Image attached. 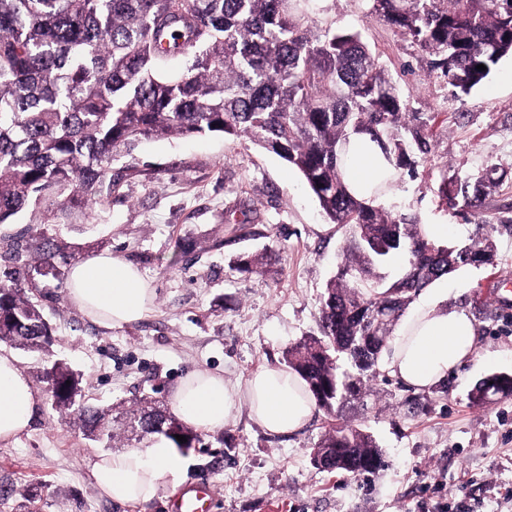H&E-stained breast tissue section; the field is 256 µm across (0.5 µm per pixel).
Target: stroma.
Wrapping results in <instances>:
<instances>
[{
    "mask_svg": "<svg viewBox=\"0 0 512 512\" xmlns=\"http://www.w3.org/2000/svg\"><path fill=\"white\" fill-rule=\"evenodd\" d=\"M319 27L358 33L396 81L408 111L426 119L431 151L415 174L399 171L382 202L420 224H451L449 245L482 239L490 263L447 278L448 304L477 327L476 354L443 387L424 392L411 414L399 380L381 383L367 406L344 407L342 422L371 432L387 467L360 480L321 471L314 448L328 427L315 410L291 435L261 429L247 411L223 429L202 432L201 448L184 453V478L145 504L113 501L95 486L91 465L103 445L85 438L56 411L43 375L65 360L81 377L85 402L109 409L155 392L170 403L193 372L245 384L260 365H280L290 344L316 334L326 285L337 270L347 228L328 224L302 176L246 138L214 132L161 136L112 163V185L84 218L34 224L29 215L0 226V268L12 243L50 241L53 267H19L53 329L47 351L14 355L42 396L26 433L0 442V512H19L20 493L35 487L40 512H172L179 490L209 483V512H512V394L472 399L495 374L512 375V57L502 58L470 93L449 86L411 40L371 17L367 0H320ZM504 178L482 214L463 217L442 205V177L465 178L488 167ZM247 211L249 221L230 224ZM110 251L138 267L156 290L139 321L106 328L67 298L70 267ZM271 252L270 271L236 269L238 257Z\"/></svg>",
    "mask_w": 512,
    "mask_h": 512,
    "instance_id": "stroma-1",
    "label": "stroma"
}]
</instances>
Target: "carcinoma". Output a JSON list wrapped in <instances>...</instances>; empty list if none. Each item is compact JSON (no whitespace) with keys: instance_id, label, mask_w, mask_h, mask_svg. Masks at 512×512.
<instances>
[{"instance_id":"cac0c4a2","label":"carcinoma","mask_w":512,"mask_h":512,"mask_svg":"<svg viewBox=\"0 0 512 512\" xmlns=\"http://www.w3.org/2000/svg\"><path fill=\"white\" fill-rule=\"evenodd\" d=\"M369 2L371 15L411 36L464 93L512 54V0ZM317 12L318 0H0V225L47 202L55 208L44 209L41 224L84 210L112 182L117 152L144 140L211 132L249 138L302 174L330 223L350 228L326 286L319 334L284 355L331 417L351 399L365 403L416 295L488 260L489 244L459 250L431 242L415 221L351 192L352 135H369L394 169L413 176L412 156L428 153L426 123L406 111L359 34L315 27ZM180 56L185 72L169 75L167 62ZM499 181L495 168L473 181L444 176L439 198L475 213ZM399 253L405 267L390 279L385 268ZM270 264L265 253L239 259L246 272ZM0 314V342L42 351L52 345L40 305L6 269ZM45 379L56 407L87 439H115L109 411L78 401L81 379L67 362L55 360ZM488 390L512 393V376L486 378L475 399L485 400ZM123 411L142 438L161 435L182 452L199 441L151 396ZM318 447L330 449L324 470L365 479L385 466L376 439L359 426L332 425Z\"/></svg>"}]
</instances>
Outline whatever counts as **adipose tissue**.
I'll return each instance as SVG.
<instances>
[{
    "label": "adipose tissue",
    "mask_w": 512,
    "mask_h": 512,
    "mask_svg": "<svg viewBox=\"0 0 512 512\" xmlns=\"http://www.w3.org/2000/svg\"><path fill=\"white\" fill-rule=\"evenodd\" d=\"M348 156L351 187L367 194L387 161L366 134L352 136ZM67 297L94 323L119 328L149 311L155 290L134 265L103 251L71 267ZM476 336V326L464 310L442 306L440 297H425L399 325L385 369L415 390L431 389L472 359ZM40 405L39 392L15 357L0 352V441L16 439L27 431ZM172 405L184 424L202 431L224 428L244 406L273 434L298 431L315 409L299 375L272 365L259 367L241 388L217 373L187 375L175 387ZM182 469L178 454L161 441L146 448L99 455L92 465V477L96 487L114 501L146 503L164 483L178 481Z\"/></svg>",
    "instance_id": "adipose-tissue-1"
}]
</instances>
